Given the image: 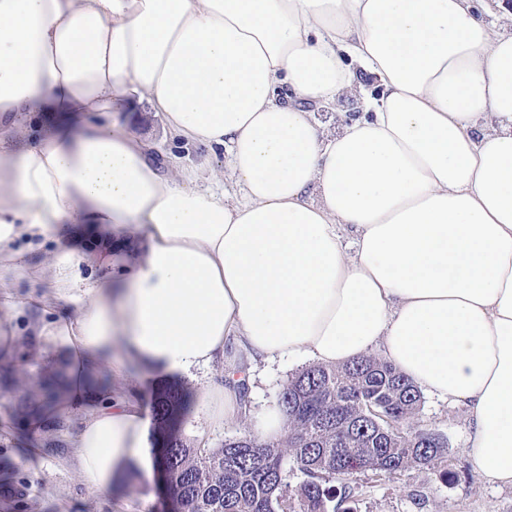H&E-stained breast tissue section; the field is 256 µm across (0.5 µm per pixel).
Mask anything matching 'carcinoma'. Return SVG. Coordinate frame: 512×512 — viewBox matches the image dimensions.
I'll use <instances>...</instances> for the list:
<instances>
[{
  "instance_id": "obj_1",
  "label": "carcinoma",
  "mask_w": 512,
  "mask_h": 512,
  "mask_svg": "<svg viewBox=\"0 0 512 512\" xmlns=\"http://www.w3.org/2000/svg\"><path fill=\"white\" fill-rule=\"evenodd\" d=\"M59 392L57 381L42 386L41 411L52 410ZM277 403L286 417L283 439L248 432L219 448H200L174 431L187 408L185 391L175 384L157 389L154 465L172 478L178 512H355L349 477L431 471L446 452L434 434L410 426L423 405L421 389L376 355L305 367L288 379ZM370 407L382 414L376 423ZM391 422L402 430L391 431ZM290 464L306 476L292 493Z\"/></svg>"
}]
</instances>
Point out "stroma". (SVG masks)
<instances>
[{
    "label": "stroma",
    "instance_id": "obj_1",
    "mask_svg": "<svg viewBox=\"0 0 512 512\" xmlns=\"http://www.w3.org/2000/svg\"><path fill=\"white\" fill-rule=\"evenodd\" d=\"M363 112L362 94H343L329 105L315 108L314 116L324 132L332 133ZM113 119L137 137L155 144L160 162L177 158L185 163H203L200 186L211 185L214 176L227 169L224 150L189 148L170 134L147 96L132 95L130 108L114 113ZM28 291V286H21L15 306L8 311L18 338L10 360H0V512H166L151 476L134 480L121 477L107 495L84 487L80 475L67 462V437L77 414H70L61 428L49 435L30 431L24 416L14 411L13 396L23 393L38 398L40 382L54 364L44 345L31 334V324L42 319L43 313L26 305ZM238 364L248 378L246 413L223 429L214 430L208 426L204 408L193 404L181 426V433L189 442L217 448L225 438L255 431L257 414L274 403L288 379L310 366L311 361L300 358L254 362L242 354ZM413 426L445 440L447 478L416 469L393 476L355 474L348 486L356 512H512V487L478 475L470 466L472 423L466 405L425 394ZM9 487L21 488L22 496L6 495Z\"/></svg>",
    "mask_w": 512,
    "mask_h": 512
}]
</instances>
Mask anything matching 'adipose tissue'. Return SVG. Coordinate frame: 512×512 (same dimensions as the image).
<instances>
[{"label": "adipose tissue", "mask_w": 512, "mask_h": 512, "mask_svg": "<svg viewBox=\"0 0 512 512\" xmlns=\"http://www.w3.org/2000/svg\"><path fill=\"white\" fill-rule=\"evenodd\" d=\"M363 71L378 95L325 133L312 106ZM137 92L227 151L228 190L113 124ZM23 280L94 492L152 469L130 369L223 363L200 395L220 428L239 353L376 349L469 407L473 470L512 486V35L471 0H0V308Z\"/></svg>", "instance_id": "1"}]
</instances>
